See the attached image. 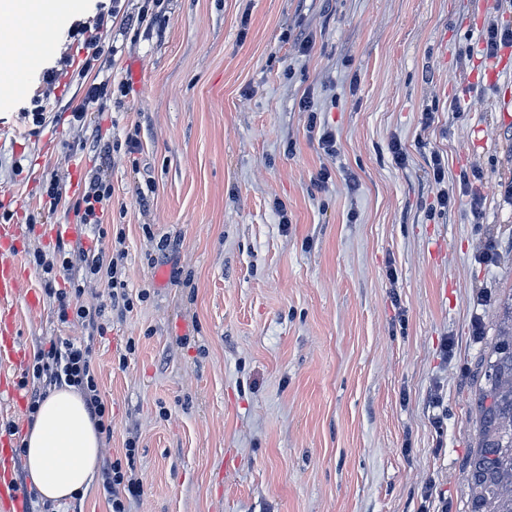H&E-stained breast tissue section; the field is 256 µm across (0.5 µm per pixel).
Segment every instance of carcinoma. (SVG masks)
<instances>
[{"instance_id": "cac0c4a2", "label": "carcinoma", "mask_w": 512, "mask_h": 512, "mask_svg": "<svg viewBox=\"0 0 512 512\" xmlns=\"http://www.w3.org/2000/svg\"><path fill=\"white\" fill-rule=\"evenodd\" d=\"M496 313V336L479 362V441L464 468L468 512H512V292L498 297Z\"/></svg>"}]
</instances>
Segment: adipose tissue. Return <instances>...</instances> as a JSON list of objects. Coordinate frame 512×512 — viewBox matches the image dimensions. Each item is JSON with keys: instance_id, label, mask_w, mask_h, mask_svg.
Instances as JSON below:
<instances>
[{"instance_id": "1", "label": "adipose tissue", "mask_w": 512, "mask_h": 512, "mask_svg": "<svg viewBox=\"0 0 512 512\" xmlns=\"http://www.w3.org/2000/svg\"><path fill=\"white\" fill-rule=\"evenodd\" d=\"M60 10L59 0H0V69L12 68L5 44L16 36L11 23L45 8ZM102 435L87 411L84 396L63 385L41 402L25 438V471L31 487L46 502L62 503L87 492L99 469Z\"/></svg>"}]
</instances>
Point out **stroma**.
Instances as JSON below:
<instances>
[{
	"label": "stroma",
	"instance_id": "stroma-1",
	"mask_svg": "<svg viewBox=\"0 0 512 512\" xmlns=\"http://www.w3.org/2000/svg\"><path fill=\"white\" fill-rule=\"evenodd\" d=\"M112 5L67 0L44 37L61 45ZM492 19L512 26V11L496 0H165L153 29L108 23L117 55L87 59L76 41L63 65L18 51L26 90L0 94V225L21 227L0 253L19 267L17 341L32 356L88 338L59 325L29 255L88 242L72 206L102 173L128 291L147 295L92 338L112 409L101 457L143 482L131 512H466L476 365L512 288V66L481 55ZM53 66L57 105L38 126L26 113ZM307 91L336 131L335 155L308 131ZM77 108L114 143L108 159L83 148ZM131 134L132 155L121 148ZM323 167L335 178L320 189ZM472 171L479 224L459 183ZM28 372L5 371L19 386L0 399V434L29 512H108L98 478L62 504L30 490Z\"/></svg>",
	"mask_w": 512,
	"mask_h": 512
}]
</instances>
